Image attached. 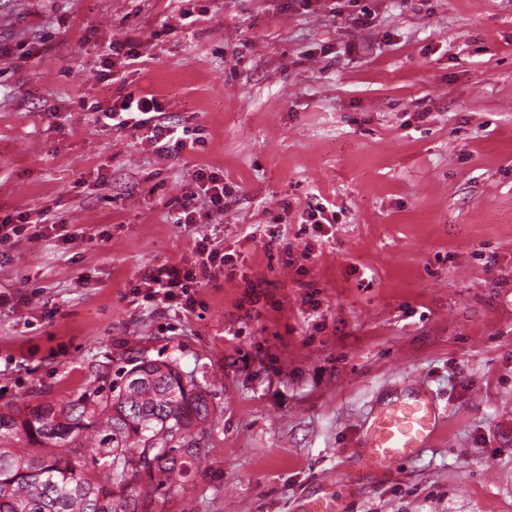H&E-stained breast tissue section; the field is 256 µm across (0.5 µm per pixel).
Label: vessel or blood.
Here are the masks:
<instances>
[{"label":"vessel or blood","instance_id":"b4317fda","mask_svg":"<svg viewBox=\"0 0 512 512\" xmlns=\"http://www.w3.org/2000/svg\"><path fill=\"white\" fill-rule=\"evenodd\" d=\"M447 423L446 414L424 394L376 405L359 441V459L368 470L390 471L431 447Z\"/></svg>","mask_w":512,"mask_h":512}]
</instances>
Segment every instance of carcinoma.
Returning <instances> with one entry per match:
<instances>
[{
    "instance_id": "carcinoma-1",
    "label": "carcinoma",
    "mask_w": 512,
    "mask_h": 512,
    "mask_svg": "<svg viewBox=\"0 0 512 512\" xmlns=\"http://www.w3.org/2000/svg\"><path fill=\"white\" fill-rule=\"evenodd\" d=\"M215 413L193 374L144 358L105 396L0 409V512H153L208 455Z\"/></svg>"
}]
</instances>
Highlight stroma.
I'll return each instance as SVG.
<instances>
[{"instance_id":"35a3bbf8","label":"stroma","mask_w":512,"mask_h":512,"mask_svg":"<svg viewBox=\"0 0 512 512\" xmlns=\"http://www.w3.org/2000/svg\"><path fill=\"white\" fill-rule=\"evenodd\" d=\"M0 0V216L73 232L10 241L0 408L108 394L172 361L216 407L208 455L154 512H512V0ZM192 11L193 23L182 20ZM137 40L125 65L109 45ZM155 96L204 145L157 153L97 119ZM223 215L175 224L197 169ZM334 203L313 229L311 206ZM231 254L193 314L131 289ZM448 412L431 448L363 468L371 405L411 384Z\"/></svg>"}]
</instances>
